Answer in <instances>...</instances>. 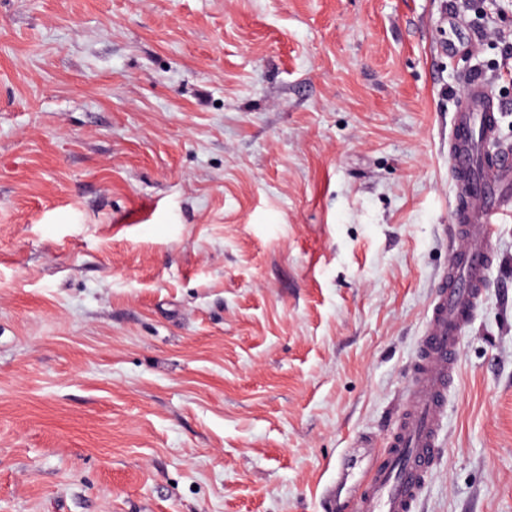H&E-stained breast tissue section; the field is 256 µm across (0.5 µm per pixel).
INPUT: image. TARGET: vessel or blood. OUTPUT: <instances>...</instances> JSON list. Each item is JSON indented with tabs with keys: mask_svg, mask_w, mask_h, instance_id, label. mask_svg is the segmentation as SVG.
<instances>
[{
	"mask_svg": "<svg viewBox=\"0 0 512 512\" xmlns=\"http://www.w3.org/2000/svg\"><path fill=\"white\" fill-rule=\"evenodd\" d=\"M500 105L487 84L469 82L448 131L455 187L448 265L436 278L401 412L385 448H362L336 475L344 488L360 468L353 512H416L434 471L458 368L461 334L479 307L495 260L497 224L512 218V146L499 136Z\"/></svg>",
	"mask_w": 512,
	"mask_h": 512,
	"instance_id": "b4317fda",
	"label": "vessel or blood"
}]
</instances>
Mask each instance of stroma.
<instances>
[{
	"mask_svg": "<svg viewBox=\"0 0 512 512\" xmlns=\"http://www.w3.org/2000/svg\"><path fill=\"white\" fill-rule=\"evenodd\" d=\"M512 0H0V512H324L382 447ZM417 512H512V222Z\"/></svg>",
	"mask_w": 512,
	"mask_h": 512,
	"instance_id": "stroma-1",
	"label": "stroma"
}]
</instances>
